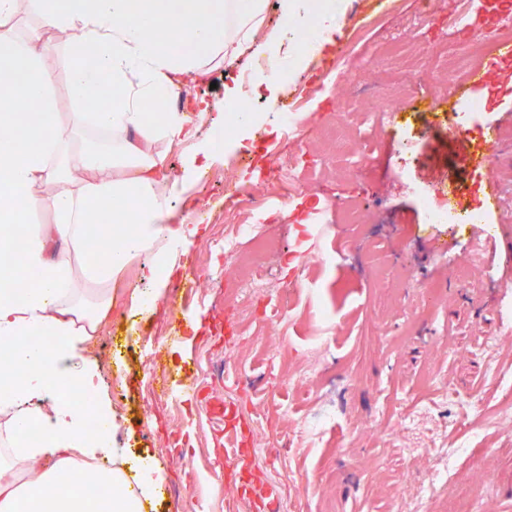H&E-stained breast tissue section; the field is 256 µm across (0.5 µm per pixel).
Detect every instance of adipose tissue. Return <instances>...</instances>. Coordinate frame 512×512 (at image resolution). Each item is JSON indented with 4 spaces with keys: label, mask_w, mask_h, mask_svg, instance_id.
Returning a JSON list of instances; mask_svg holds the SVG:
<instances>
[{
    "label": "adipose tissue",
    "mask_w": 512,
    "mask_h": 512,
    "mask_svg": "<svg viewBox=\"0 0 512 512\" xmlns=\"http://www.w3.org/2000/svg\"><path fill=\"white\" fill-rule=\"evenodd\" d=\"M133 0H0V17L27 6L41 20L22 40L0 50V69L21 73L0 88V430L13 449L0 462V512H151L161 475L147 464H132L112 447L114 420L103 402L100 419L88 431L85 412L61 396L89 390V364L77 352L97 336L113 313L112 285L135 259L146 258L149 288L134 289L132 305L157 309L160 285L182 266L184 253L172 235L173 210L166 153L154 141L187 148L191 166L212 158L202 122L211 107L194 105L197 122L174 110L173 96L205 77L212 59L233 65L245 51L262 45L273 64L257 83L273 84L285 60L278 52L287 28L298 23L301 0H280L283 25L266 27V0H176L164 14L168 38H152L132 22ZM228 11L218 26L215 16ZM66 36L67 87L77 104L90 103L108 86L109 106L95 109L93 122L108 131L112 148L73 155L69 168L90 172L86 183H72L52 156L67 138L55 112V73L47 59L55 45L45 29ZM36 101L37 111L19 112L17 99ZM130 202L108 224H93L101 204ZM38 210L53 223L34 229L21 250L12 242L17 224ZM112 247L98 259L99 243ZM53 337L52 346L41 345ZM110 454L113 466L98 464ZM86 462L92 481L109 487L103 502L82 489L60 485L61 474Z\"/></svg>",
    "instance_id": "adipose-tissue-1"
}]
</instances>
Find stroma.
<instances>
[{
    "instance_id": "1",
    "label": "stroma",
    "mask_w": 512,
    "mask_h": 512,
    "mask_svg": "<svg viewBox=\"0 0 512 512\" xmlns=\"http://www.w3.org/2000/svg\"><path fill=\"white\" fill-rule=\"evenodd\" d=\"M468 0H349V19L336 37L344 44V64L353 80H341L330 64L314 59L297 68L303 92L297 103L305 117L299 140L280 123L278 105L285 91L255 88L243 72L246 60L217 67L207 81L186 87L188 99L213 107L211 117L224 121V89L240 86L255 106L238 141L218 151L216 160L184 179L185 154L168 148L177 185L174 198L190 195L191 212L175 209L173 223L198 226L180 271L191 288L165 286L157 312L148 313L119 301L105 325L111 340L107 354L88 344L81 358L98 366V392L110 398L117 416L114 447L159 466L163 481L156 512H220L224 498L237 499L240 512H260L268 492H275L278 512H390L395 496L410 477L435 468L438 457L423 455L427 446L455 449L453 487L485 494L484 512H512V431L470 425L461 403L478 400L498 408L505 398L494 378L512 375V287H498L493 248L475 245L467 225H459L455 253L478 250L479 266L467 283L440 290L441 302L422 314L421 291L391 290L403 268L413 273L446 275V255L427 251V239L443 232L427 223L419 191L440 183L457 187L462 210H482V188L494 185L504 197L500 220L512 221V63L501 66L499 83L482 91V111L463 113L465 137L448 128L449 101L429 110L421 98L431 78V57L411 76L406 102L397 120L381 129L366 164L346 168L344 155L332 167H316L324 153L323 130L334 120L335 91H343L347 112H360L391 74L388 43L407 35L421 48L454 32L472 46L476 66L493 56V35L484 31L488 12L471 16L468 26L453 28L468 13ZM504 122L502 152L481 169L469 158L480 128ZM416 145L401 153L400 143ZM304 150L298 180L301 191L291 203L277 205L267 226L279 251L260 269L267 287L253 297L248 314L208 269L209 243L229 232L237 207L224 189L225 178L238 191H250L265 177L270 161ZM318 185L311 193L310 185ZM358 203L369 213L363 225L337 223L320 238L305 236L306 211L327 199ZM408 227H400V219ZM331 255L325 266L304 267L300 256L311 246ZM283 325L282 348L267 353L271 327ZM173 376L196 381L194 396L173 391L162 399L149 390L143 370L144 351ZM310 368L300 388H289L286 371ZM440 378L442 392L424 389L427 376ZM123 387L113 397V384ZM416 420L395 438L380 426L397 424L404 410ZM328 414L318 447L293 434L291 420ZM237 449L250 469L228 480L224 451ZM419 454L408 457V449ZM181 457L171 469L160 459ZM376 468H364L365 459Z\"/></svg>"
}]
</instances>
